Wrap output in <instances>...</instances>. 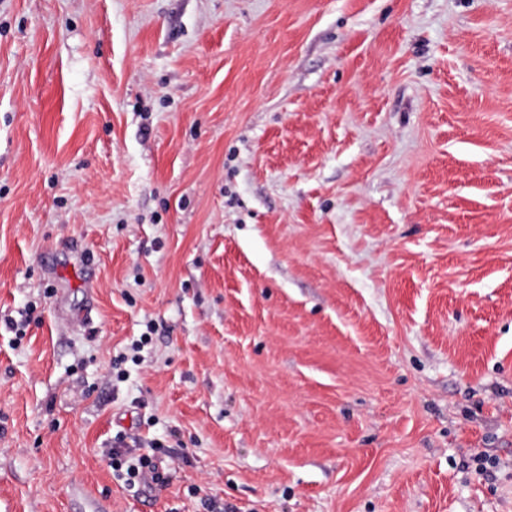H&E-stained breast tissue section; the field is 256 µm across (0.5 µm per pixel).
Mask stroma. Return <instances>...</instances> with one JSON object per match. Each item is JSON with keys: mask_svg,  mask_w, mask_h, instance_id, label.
Masks as SVG:
<instances>
[{"mask_svg": "<svg viewBox=\"0 0 512 512\" xmlns=\"http://www.w3.org/2000/svg\"><path fill=\"white\" fill-rule=\"evenodd\" d=\"M0 512H512V0H0Z\"/></svg>", "mask_w": 512, "mask_h": 512, "instance_id": "35a3bbf8", "label": "stroma"}]
</instances>
